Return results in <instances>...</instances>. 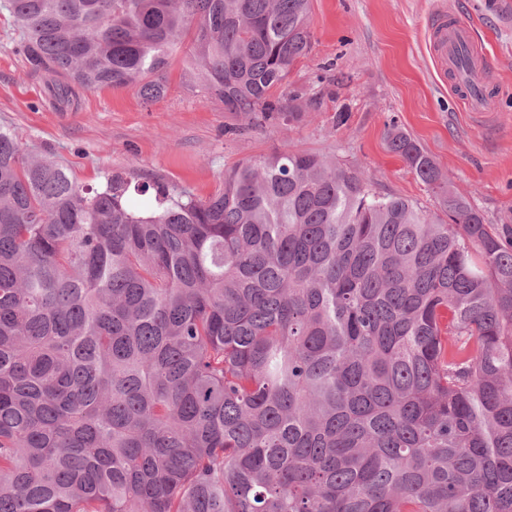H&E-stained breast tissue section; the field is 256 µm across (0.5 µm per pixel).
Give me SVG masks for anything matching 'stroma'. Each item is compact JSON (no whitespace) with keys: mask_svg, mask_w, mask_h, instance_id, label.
Here are the masks:
<instances>
[{"mask_svg":"<svg viewBox=\"0 0 512 512\" xmlns=\"http://www.w3.org/2000/svg\"><path fill=\"white\" fill-rule=\"evenodd\" d=\"M437 6L470 25L487 60L492 111L462 107L438 72L427 39ZM311 35L309 57L288 77L290 88L312 98L306 119L241 132L222 102L192 88L180 56L157 99L143 100L131 87H78L69 102L56 101L49 76L30 70L0 8V126L32 155L60 161L94 187L105 175L135 172L206 198L236 164L290 148L340 161L374 190L440 214L432 191L390 150L387 130L395 125L488 222L512 223V0H311ZM341 108L348 118L338 126Z\"/></svg>","mask_w":512,"mask_h":512,"instance_id":"stroma-1","label":"stroma"}]
</instances>
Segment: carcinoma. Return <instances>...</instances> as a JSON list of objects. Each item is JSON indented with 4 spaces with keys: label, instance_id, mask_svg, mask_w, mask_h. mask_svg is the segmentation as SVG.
<instances>
[{
    "label": "carcinoma",
    "instance_id": "obj_1",
    "mask_svg": "<svg viewBox=\"0 0 512 512\" xmlns=\"http://www.w3.org/2000/svg\"><path fill=\"white\" fill-rule=\"evenodd\" d=\"M69 96L195 85L297 124L311 0H5ZM285 149L206 200L0 127V512H512V225ZM154 192L143 208L131 193Z\"/></svg>",
    "mask_w": 512,
    "mask_h": 512
}]
</instances>
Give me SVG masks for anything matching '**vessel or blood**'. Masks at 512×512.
<instances>
[{"instance_id": "1", "label": "vessel or blood", "mask_w": 512, "mask_h": 512, "mask_svg": "<svg viewBox=\"0 0 512 512\" xmlns=\"http://www.w3.org/2000/svg\"><path fill=\"white\" fill-rule=\"evenodd\" d=\"M472 40L466 24L449 23L443 12H435L434 23L430 31V48L432 54L444 71L456 74L455 83L462 92L469 109L480 112L488 108L489 101L480 91L483 76V61L475 59L470 72L466 76H458V62L463 48L471 47Z\"/></svg>"}]
</instances>
